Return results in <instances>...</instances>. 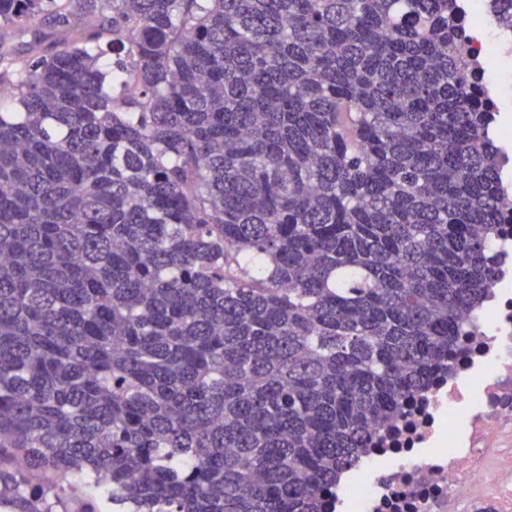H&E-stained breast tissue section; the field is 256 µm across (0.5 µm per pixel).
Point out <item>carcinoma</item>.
Returning <instances> with one entry per match:
<instances>
[{
  "label": "carcinoma",
  "mask_w": 512,
  "mask_h": 512,
  "mask_svg": "<svg viewBox=\"0 0 512 512\" xmlns=\"http://www.w3.org/2000/svg\"><path fill=\"white\" fill-rule=\"evenodd\" d=\"M454 11L0 0V508L326 512L494 280Z\"/></svg>",
  "instance_id": "cac0c4a2"
}]
</instances>
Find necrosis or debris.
<instances>
[{
	"label": "necrosis or debris",
	"instance_id": "obj_1",
	"mask_svg": "<svg viewBox=\"0 0 512 512\" xmlns=\"http://www.w3.org/2000/svg\"><path fill=\"white\" fill-rule=\"evenodd\" d=\"M457 49L478 78L512 182V30L496 0H464ZM500 274L469 315L451 372L381 428L363 466L336 495V512H512V191L496 238Z\"/></svg>",
	"mask_w": 512,
	"mask_h": 512
}]
</instances>
